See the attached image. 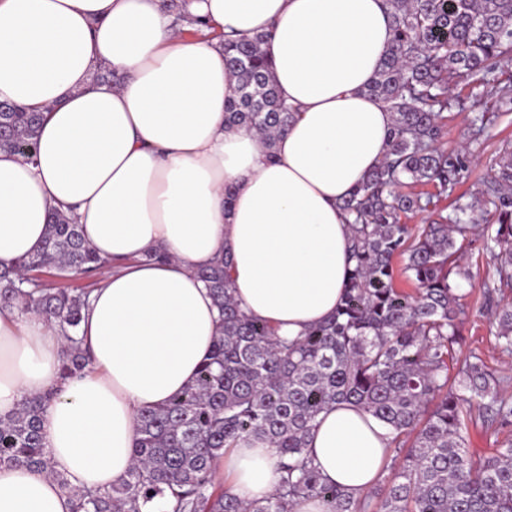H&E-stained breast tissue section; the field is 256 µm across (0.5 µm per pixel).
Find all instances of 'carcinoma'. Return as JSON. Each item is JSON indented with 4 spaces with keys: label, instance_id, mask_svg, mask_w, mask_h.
<instances>
[{
    "label": "carcinoma",
    "instance_id": "carcinoma-1",
    "mask_svg": "<svg viewBox=\"0 0 512 512\" xmlns=\"http://www.w3.org/2000/svg\"><path fill=\"white\" fill-rule=\"evenodd\" d=\"M393 40L365 92L391 113L380 164L343 201L355 264L335 314L294 339L246 315L235 302L224 260L198 271L219 310L220 334L195 382L168 404L137 416L133 463L108 491L72 490L75 512H146L155 499L169 512H295L309 498L330 512H512V438L488 456L467 449L469 426L512 428V396L481 354L455 357L460 308L456 281L472 280L457 240L478 235L476 213L496 216L483 237L489 254L487 299L512 293V148L493 177L455 194L465 161L437 147L453 94L465 82L512 104V75H492L494 61L512 60V0H386ZM177 21L190 19L188 0H163ZM268 35H224L225 65L237 74L225 105L230 127L262 134L269 145L293 111L280 97L264 45ZM42 114L0 102V151L34 161ZM432 186L435 192H415ZM451 212L413 228L405 223L436 201ZM109 265L86 244L81 226L51 214L40 248L0 265V306L37 312L64 340L61 377L88 365L79 336L90 291L53 287L40 275L92 278ZM494 332L512 355V304L497 305ZM457 388L448 386L450 367ZM50 390L26 397L0 417V465L47 467L41 433ZM339 404L371 414L390 429L389 447L403 465L380 501L326 482L306 452L317 417ZM276 449L281 478L262 502L245 503L216 482L217 463L233 448Z\"/></svg>",
    "mask_w": 512,
    "mask_h": 512
}]
</instances>
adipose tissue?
<instances>
[{
	"instance_id": "adipose-tissue-1",
	"label": "adipose tissue",
	"mask_w": 512,
	"mask_h": 512,
	"mask_svg": "<svg viewBox=\"0 0 512 512\" xmlns=\"http://www.w3.org/2000/svg\"><path fill=\"white\" fill-rule=\"evenodd\" d=\"M161 4L0 0V101L43 115L36 163L0 151V264L41 245L56 207L109 262L83 311L93 362L80 376L61 377L56 326L0 308V416L56 393L42 416L50 467L1 466L0 512H73L70 490L126 477L138 413L193 384L219 333L198 269L229 256L240 307L292 338L334 314L352 268L341 203L383 158L392 124L363 93L392 41L385 0H192L206 38L172 27ZM221 32L270 36L277 89L296 108L275 147L224 124L238 79ZM104 66L118 84L95 80ZM389 440L383 423L337 405L308 450L358 494ZM276 461L266 445L234 449L232 494L268 498Z\"/></svg>"
}]
</instances>
